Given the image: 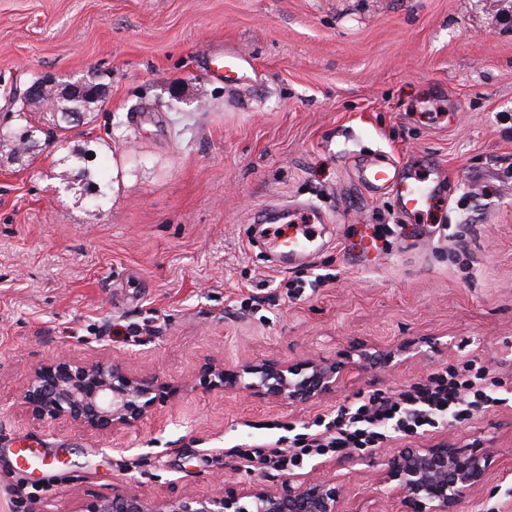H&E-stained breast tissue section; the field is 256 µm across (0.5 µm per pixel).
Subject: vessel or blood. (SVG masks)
I'll use <instances>...</instances> for the list:
<instances>
[{"label":"vessel or blood","instance_id":"1","mask_svg":"<svg viewBox=\"0 0 512 512\" xmlns=\"http://www.w3.org/2000/svg\"><path fill=\"white\" fill-rule=\"evenodd\" d=\"M223 76L245 81L255 72L246 54L234 48L225 49L222 55ZM407 163L374 159L357 168V179L362 188L372 195L396 194L408 215L421 213L430 201V190L417 189L407 182ZM329 217L309 202L273 204L254 215L253 224L258 231L267 232L266 247L272 262L280 267L309 262L315 238L311 225L328 223Z\"/></svg>","mask_w":512,"mask_h":512}]
</instances>
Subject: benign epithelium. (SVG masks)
<instances>
[{
	"label": "benign epithelium",
	"mask_w": 512,
	"mask_h": 512,
	"mask_svg": "<svg viewBox=\"0 0 512 512\" xmlns=\"http://www.w3.org/2000/svg\"><path fill=\"white\" fill-rule=\"evenodd\" d=\"M64 93L97 101L102 89L82 78ZM440 345L435 337L402 343L398 352L369 356L391 362L417 344ZM350 365L335 358L309 359L299 368L277 358L240 360L226 365L211 361L197 373L196 388L206 394L244 393L253 398L302 405L332 395L346 385ZM180 387L160 382L149 371L133 372L120 359L76 361L59 355L34 370L21 400L38 422L66 420L96 433L136 426L160 399ZM381 466V495L391 512H461L464 500L481 491L495 462L492 448L460 447L442 440L426 448H381L367 455ZM72 512H363L351 500L340 476L290 474L275 485L254 482L221 493L191 496H146L133 485L112 492Z\"/></svg>",
	"instance_id": "7a95c632"
}]
</instances>
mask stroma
I'll return each instance as SVG.
<instances>
[{
    "label": "stroma",
    "mask_w": 512,
    "mask_h": 512,
    "mask_svg": "<svg viewBox=\"0 0 512 512\" xmlns=\"http://www.w3.org/2000/svg\"><path fill=\"white\" fill-rule=\"evenodd\" d=\"M219 41L254 58L252 81L215 77ZM48 74L105 96L29 156L0 152V512L273 485L244 449L288 447L358 393L470 360L512 388V0H0V126L10 88ZM77 149L106 197L62 185ZM375 153L445 173L423 214L358 184ZM277 200L331 218L307 265L274 267L252 239ZM367 226L378 255L349 264ZM426 337L440 347L360 357ZM61 353L181 391L105 436L36 422L20 393ZM347 355V385L302 406L193 386L211 360ZM444 439L497 454L464 512H512V407L397 445ZM26 444L43 464L21 465Z\"/></svg>",
    "instance_id": "35a3bbf8"
}]
</instances>
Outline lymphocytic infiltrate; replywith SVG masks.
<instances>
[{"mask_svg": "<svg viewBox=\"0 0 512 512\" xmlns=\"http://www.w3.org/2000/svg\"><path fill=\"white\" fill-rule=\"evenodd\" d=\"M512 404V394L487 368L468 362L432 372L394 396L373 394L357 398L324 422L322 437L302 447L270 449L263 464L281 470L297 469L316 457L372 449L380 441L454 426L493 406Z\"/></svg>", "mask_w": 512, "mask_h": 512, "instance_id": "obj_1", "label": "lymphocytic infiltrate"}]
</instances>
